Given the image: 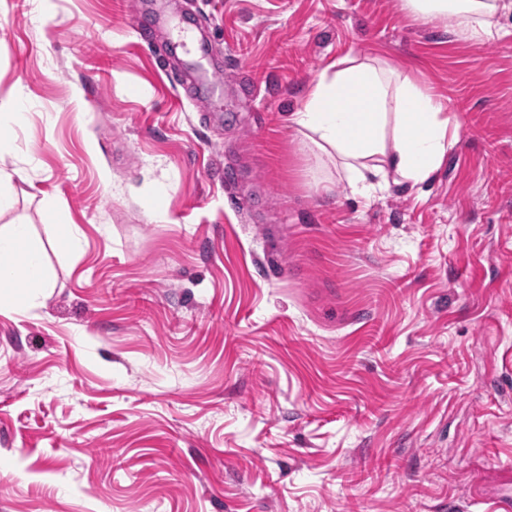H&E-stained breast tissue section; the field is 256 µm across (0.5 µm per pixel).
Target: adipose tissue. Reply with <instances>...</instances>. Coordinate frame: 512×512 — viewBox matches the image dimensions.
<instances>
[{
  "mask_svg": "<svg viewBox=\"0 0 512 512\" xmlns=\"http://www.w3.org/2000/svg\"><path fill=\"white\" fill-rule=\"evenodd\" d=\"M414 18L452 20L467 40L491 36L498 0H403ZM289 121L321 158L333 165L353 196L368 198L388 185L389 173L419 188L441 166L452 142L443 103L408 75L350 55L336 71H322ZM79 243L75 225L57 238L37 240L31 225L0 226V309L23 312L52 286L47 251Z\"/></svg>",
  "mask_w": 512,
  "mask_h": 512,
  "instance_id": "obj_1",
  "label": "adipose tissue"
}]
</instances>
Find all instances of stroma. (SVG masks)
I'll list each match as a JSON object with an SVG mask.
<instances>
[{"label":"stroma","mask_w":512,"mask_h":512,"mask_svg":"<svg viewBox=\"0 0 512 512\" xmlns=\"http://www.w3.org/2000/svg\"><path fill=\"white\" fill-rule=\"evenodd\" d=\"M135 2L0 0V225L82 237L0 311V512H504L512 11L466 41L402 0H167L207 91ZM350 54L457 123L424 190L352 196L290 127Z\"/></svg>","instance_id":"1"}]
</instances>
